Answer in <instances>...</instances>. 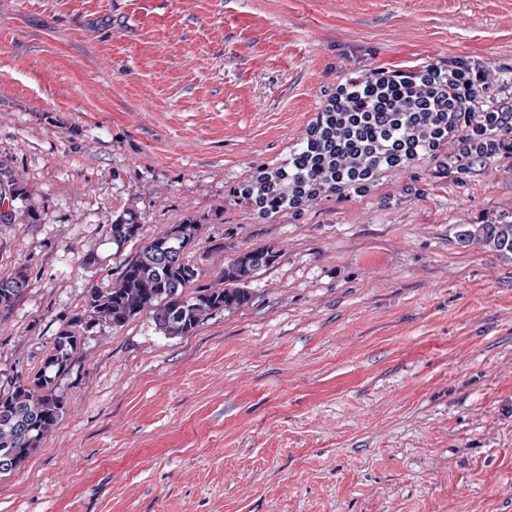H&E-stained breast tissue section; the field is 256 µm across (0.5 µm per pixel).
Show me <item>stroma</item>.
Segmentation results:
<instances>
[{
    "mask_svg": "<svg viewBox=\"0 0 512 512\" xmlns=\"http://www.w3.org/2000/svg\"><path fill=\"white\" fill-rule=\"evenodd\" d=\"M457 56L512 64V0H0V168L38 215L0 223V279H29L0 389L134 256L117 217L139 242L202 219L205 283L275 255L189 335L146 312L86 334L0 512H512V258L458 238L512 224V167L425 164L388 178L391 206L297 220L231 196L339 75ZM139 229V224H135L133 219L121 217L112 220V224L109 226V233L113 243L117 246H123L125 243L137 239Z\"/></svg>",
    "mask_w": 512,
    "mask_h": 512,
    "instance_id": "stroma-1",
    "label": "stroma"
}]
</instances>
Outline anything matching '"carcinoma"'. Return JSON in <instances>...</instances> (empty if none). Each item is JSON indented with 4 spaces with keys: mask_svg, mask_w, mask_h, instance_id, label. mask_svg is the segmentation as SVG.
<instances>
[{
    "mask_svg": "<svg viewBox=\"0 0 512 512\" xmlns=\"http://www.w3.org/2000/svg\"><path fill=\"white\" fill-rule=\"evenodd\" d=\"M30 195L21 180L0 170V200L7 198L12 205L0 218H15ZM202 230V220L188 217L141 245L114 281L88 291L81 316L58 331L43 370L30 380L17 378L0 391V474L24 464L63 418L67 401L56 379L70 369L85 334L121 327L146 311L160 333L186 336L210 316L250 302L247 282L272 263L274 254L268 248L245 252L224 267L217 283L199 285L201 272L188 249ZM109 233L112 242L122 246L137 239L139 225L131 218H117ZM463 238L512 255V224H480L464 231ZM27 286L21 270L0 279V316L13 310ZM188 288L192 292L187 294Z\"/></svg>",
    "mask_w": 512,
    "mask_h": 512,
    "instance_id": "carcinoma-1",
    "label": "carcinoma"
}]
</instances>
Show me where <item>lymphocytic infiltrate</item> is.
<instances>
[{"label": "lymphocytic infiltrate", "mask_w": 512, "mask_h": 512, "mask_svg": "<svg viewBox=\"0 0 512 512\" xmlns=\"http://www.w3.org/2000/svg\"><path fill=\"white\" fill-rule=\"evenodd\" d=\"M491 161L512 164V66L493 80L473 57L378 64L338 77L287 156L232 196L257 219H297L331 198L388 206L387 179L423 164L458 182Z\"/></svg>", "instance_id": "lymphocytic-infiltrate-1"}]
</instances>
